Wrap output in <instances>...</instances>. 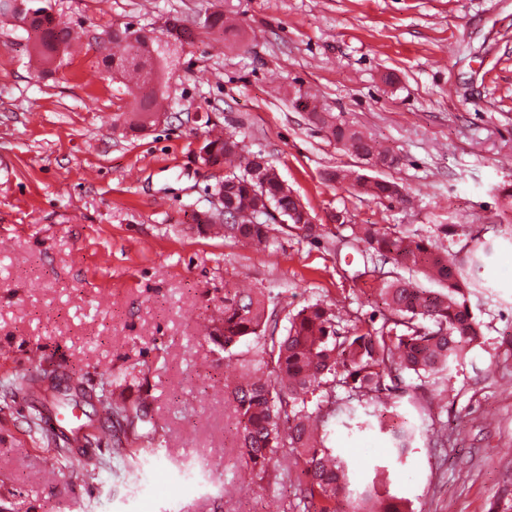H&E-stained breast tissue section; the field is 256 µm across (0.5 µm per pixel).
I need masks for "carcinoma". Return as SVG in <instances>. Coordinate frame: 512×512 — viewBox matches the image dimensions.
Returning <instances> with one entry per match:
<instances>
[{
  "mask_svg": "<svg viewBox=\"0 0 512 512\" xmlns=\"http://www.w3.org/2000/svg\"><path fill=\"white\" fill-rule=\"evenodd\" d=\"M0 0V20L35 34L30 57L34 73L41 76L59 66L70 55L79 38L70 23L57 16L53 0ZM224 30V13L214 12L196 23L168 18L158 30L118 27L110 42L122 48L104 58L112 79L120 80L134 107L113 118L124 128L141 132L152 127L154 112L168 107V75L178 50L204 34ZM295 106L308 112L310 120L327 131L331 141L350 152L362 165L369 157L388 150L367 138L357 128L319 109L315 97L300 92ZM201 149L212 150V164L238 161L224 170V197L252 217L236 224H212L207 230L222 233L250 245L274 252L284 228L316 238L318 232L292 219L296 209L291 190L272 164L261 155L244 152L243 140L234 132H207ZM330 180L351 183L374 200L401 198L402 186L377 175L348 169L330 172ZM343 244L360 252L364 272L379 273L380 297L386 310L378 326L365 329L352 324L340 329L332 306L317 302L294 314L288 313L286 334L277 336L279 316L271 310L261 290L241 292L227 289L215 305L208 335L224 347V360L237 365L238 376L224 383V394L232 401L237 417L236 436L240 461L251 480L262 484L270 468L282 459L292 462L281 477L296 474L300 512H412L403 499L383 485H372L351 498L349 483L354 463L336 455L329 435L338 424L353 420L357 406H374L381 432L393 444L397 459L412 446L416 430L400 417L397 399L413 392L439 396L453 365L464 360L482 344L483 324L474 316L471 290L479 287L474 277L470 241L457 238L458 230L446 225L437 234L424 236L396 225L348 224ZM448 237L443 244L440 236ZM391 265L389 270L383 266ZM436 284L423 288L417 277ZM246 349H241L243 343ZM58 375H24L11 384L14 390L48 392L58 389ZM112 414L126 419L131 437L155 440L156 432L138 434L145 421L144 405L112 402Z\"/></svg>",
  "mask_w": 512,
  "mask_h": 512,
  "instance_id": "obj_1",
  "label": "carcinoma"
}]
</instances>
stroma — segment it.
Listing matches in <instances>:
<instances>
[{
	"instance_id": "obj_1",
	"label": "stroma",
	"mask_w": 512,
	"mask_h": 512,
	"mask_svg": "<svg viewBox=\"0 0 512 512\" xmlns=\"http://www.w3.org/2000/svg\"><path fill=\"white\" fill-rule=\"evenodd\" d=\"M84 34L66 64L28 68L31 41L0 23V388L65 367L78 416L103 424L85 450L108 458L124 427L112 391L144 403L159 441L113 461L138 483L74 477L31 431L23 393L0 401V512H284L293 484L248 483L236 416L224 397V352L203 331L225 289L262 290L295 312L336 304L342 326L381 310L375 277H355L331 244L350 224H398L423 235L448 224L491 245L469 297L486 343L448 374L431 416L407 395L417 428L403 460L375 430L337 428L332 445L376 472L414 512H512V0H56ZM231 33L185 47L171 106L142 133L113 127L130 99L102 74L112 28L186 23L205 11ZM353 124L400 163L404 200L377 201L329 181L355 159L295 109L297 91ZM211 114L266 156L319 222V238L281 235L277 253L204 233L220 169L197 152ZM344 224H336V214ZM452 441L433 447L439 434Z\"/></svg>"
}]
</instances>
